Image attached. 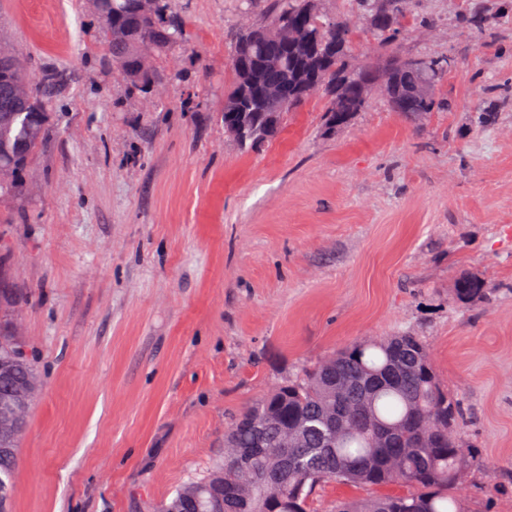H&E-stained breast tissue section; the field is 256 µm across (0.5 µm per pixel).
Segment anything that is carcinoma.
<instances>
[{
  "mask_svg": "<svg viewBox=\"0 0 512 512\" xmlns=\"http://www.w3.org/2000/svg\"><path fill=\"white\" fill-rule=\"evenodd\" d=\"M268 22L240 30L229 63L232 85L224 116L268 112L283 118L305 102L300 87L316 79L329 99L324 129L334 133L364 111L370 95L366 73L390 79L393 109L415 117L440 106L435 84L448 62L406 60L390 48L401 24L399 0H362L374 31L388 40L381 67L352 72L354 28L344 19L322 20L316 0H274ZM101 19L103 47L110 60L123 59V75L149 89L155 71L137 65L144 50L165 53L181 38L178 21L167 17L170 37H157L154 19L137 9V0H109ZM302 24L323 50L312 68L297 49L275 42L279 24ZM15 51L0 44V194H14L29 160L42 146L51 113L47 92L63 75L45 70L34 77L12 66ZM28 80L32 94L22 104L8 97L10 86ZM278 85L281 96L261 90ZM489 284L464 273L454 282L455 303L485 302ZM20 297L0 276V512H12L14 475L21 437L43 380L16 335ZM459 404L448 395L431 362L426 342L410 331L343 347L296 379L282 382L250 403L224 433V462L176 490L159 512H308L312 491L321 483L383 489L401 483L404 492L369 499H340L331 512H465L456 495V472L480 465L481 456L460 444Z\"/></svg>",
  "mask_w": 512,
  "mask_h": 512,
  "instance_id": "cac0c4a2",
  "label": "carcinoma"
}]
</instances>
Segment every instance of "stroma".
Segmentation results:
<instances>
[{
    "label": "stroma",
    "mask_w": 512,
    "mask_h": 512,
    "mask_svg": "<svg viewBox=\"0 0 512 512\" xmlns=\"http://www.w3.org/2000/svg\"><path fill=\"white\" fill-rule=\"evenodd\" d=\"M183 38L162 95L108 60L89 0H0V39L66 77L52 129L0 196V271L43 386L15 512H155L224 459L235 417L338 348L410 331L483 465L468 512H512V0H409L402 58L448 61L422 117L372 96L330 134L325 96L256 149L224 132L229 55L272 0H169ZM356 31L359 0H320ZM496 19L470 32L466 20ZM489 112L477 128L473 115ZM464 272L491 299L448 293Z\"/></svg>",
    "instance_id": "stroma-1"
}]
</instances>
